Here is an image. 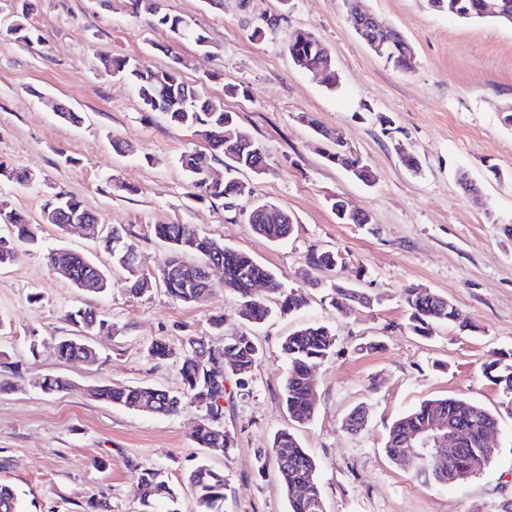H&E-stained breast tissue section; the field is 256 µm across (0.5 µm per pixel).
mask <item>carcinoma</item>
Returning a JSON list of instances; mask_svg holds the SVG:
<instances>
[{
  "mask_svg": "<svg viewBox=\"0 0 512 512\" xmlns=\"http://www.w3.org/2000/svg\"><path fill=\"white\" fill-rule=\"evenodd\" d=\"M127 11L137 16H151L156 29L166 31L178 41L188 40L198 48H210L207 33L192 26L186 19L172 15L163 8L162 0H124ZM430 8L445 11L461 20L474 21L490 18L500 24L512 25V0H495L496 13L485 12L486 0H426ZM14 40L25 46L41 41L38 29L28 20V11L21 8L10 28ZM389 40L384 53H375L379 59L399 68L410 69L414 60L411 43L398 30L389 26L381 32ZM156 50L171 56V63L164 67L148 65L137 58H112L104 56V69L127 80L135 89L144 111L158 112L171 124L191 131L192 135L206 144V150L195 147L184 150L179 163L197 190V197L220 201L226 208H233L235 201L250 193L248 185L238 179V174L248 171L256 175L265 172L266 147L238 120L234 112L224 109L221 101L202 96L182 77V61L172 55L169 45H156ZM288 52L295 65L302 68L324 67V82L336 87L334 70L326 65L330 57L322 41L311 34L302 40L295 38L288 43ZM306 122L313 133L327 142L323 158L329 164L342 168L357 180L368 183L371 173L363 157L349 143L336 135V130L323 125L318 119L308 117ZM224 163V179L210 178L212 162ZM24 184L30 175L9 167L0 161V181ZM269 204L256 203L246 215L247 223L254 232L270 242L279 243L293 233L295 221L288 211L281 209L271 215ZM81 218L97 227L95 237L103 243L112 263L128 272L127 290L141 294L153 286L150 277L128 271L126 253L135 248L128 239V232L121 226L103 228L100 219L73 196L59 200L52 197L45 201L42 224L62 227L66 215ZM0 224L5 225L8 235H0V267L12 264L19 256V247L33 245L37 241V225L23 210L0 208ZM154 235L168 247V253L160 267L157 279L166 293L175 301L194 304L208 297L214 288L207 274L212 262L224 268V287L236 292L242 299L245 327L224 337V344L215 347L204 336H191L181 351H176L163 339L154 340L148 354L155 360L175 358L180 363L183 390L178 394L151 386L99 385L93 390L94 397L125 408L147 410L156 414H174L184 404H194L204 411L203 423L194 431L193 438L206 455H226L232 445V436L224 431V397L226 382L234 383L239 392L249 391L252 373L261 359L256 342L255 329L278 309L291 314L306 306L304 295L298 288H285L267 266L248 254L224 246V243L198 231L190 224H157ZM50 267L57 268L77 263L80 274L92 280L88 290L99 293L108 288L104 270L86 255L67 249H54L46 254ZM338 254L331 251L313 252L308 257L311 271H333ZM255 281L268 285L267 292L277 296L275 306L252 288ZM335 304L342 307L344 301H354L367 307L369 295L351 285L335 283ZM407 311V327L415 335L428 337L441 324L472 329L470 319L448 300L427 288L406 290L403 297ZM66 320L82 332L112 334L114 325L100 318L90 308H79L65 314ZM336 347V337L327 327L306 324L288 334L281 349L287 362L283 388V400L292 422L299 425L311 422L315 417V402L309 381L311 371L326 361ZM58 358L65 361H93L96 354L84 347L74 336H64L56 343ZM483 377L496 386L512 404V353H501L485 363ZM70 382L63 376H46L40 382L41 389L52 394L67 389ZM439 419L451 420L466 428L469 442L450 453L427 463L412 458L406 452V439L426 429ZM498 428L496 416L476 403L465 399L446 397L423 401L418 407L395 420L389 428L385 452L396 464L425 484L458 485L485 465L483 437ZM274 462L282 487L288 497L289 512H325L324 501L317 480V465L303 448L293 432L281 429L274 435L271 449L258 452V471L268 462ZM186 480L192 488L198 512H223L224 474L214 471L207 464H200L189 472ZM138 483L147 512H153L154 504L167 502L173 508L167 512H180L174 507L177 497L164 472L157 468H145L138 473ZM0 512H24L22 499L10 485L0 482Z\"/></svg>",
  "mask_w": 512,
  "mask_h": 512,
  "instance_id": "cac0c4a2",
  "label": "carcinoma"
}]
</instances>
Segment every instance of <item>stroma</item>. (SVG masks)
Returning a JSON list of instances; mask_svg holds the SVG:
<instances>
[{
    "mask_svg": "<svg viewBox=\"0 0 512 512\" xmlns=\"http://www.w3.org/2000/svg\"><path fill=\"white\" fill-rule=\"evenodd\" d=\"M414 48L405 71L375 57L355 33L356 0H164L166 11L203 28L209 51L179 46L185 81L223 101L267 146V171L243 174L250 195L235 208L196 198L179 156L195 144L187 130L144 112L134 88L105 72L104 54L133 56L162 67L157 47L167 37L147 15L131 16L122 0H35L30 21L40 45L26 47L7 33L19 0H0V160L34 174L29 184L1 183L0 204L39 217L49 195L72 194L102 224L126 228L145 272L156 273L165 246L156 224H191L249 254L274 271L286 287L302 286L311 252L330 250L344 268L321 272L319 288H303L304 310L273 314L257 330L263 357L249 395L224 400V428L233 446L223 457H206L192 439L203 417L187 404L177 413L133 411L90 395L112 384L150 385L181 391L176 362L149 358L152 340L173 348L191 336L212 345L243 326L239 296L215 288L200 303L172 300L153 286L140 295L124 287L102 244L78 230L38 229V247L0 268V376L12 388L0 392V482L20 494L26 512H87L88 500L105 512H146L137 475L162 469L181 512H194L185 481L199 462L223 472V512H288L274 467L258 473L255 455L270 447L277 430L291 428L317 464L326 512H499L512 497V405L481 375L495 353L512 350V26L463 22L428 8L425 0H365ZM279 18L275 30L266 21ZM264 29L255 38V29ZM316 34L329 49L340 86L327 91L321 77L299 70L288 54L296 36ZM247 86V96H228L225 84ZM65 102L83 121H60L50 101ZM392 117L397 137L417 156L420 174L401 164L374 119ZM341 130L364 156L375 179L363 184L327 164L319 141L302 116ZM123 151H115L113 141ZM467 172L481 197L458 185ZM131 192L113 190V182ZM340 195L371 218L341 224L328 207ZM268 201L296 218L293 235L272 243L244 220L256 201ZM65 247L94 257L111 270L103 294L78 290L47 264L48 250ZM340 280L372 296L371 307H336L327 283ZM420 286L449 299L475 331L440 326L424 339L405 327L403 295ZM94 308L118 331L93 335V363L64 362L55 344L71 335L65 314ZM223 315L224 332L210 326ZM304 323L327 326L336 336L333 355L311 379L316 415L292 425L281 393L285 336ZM377 350H365L367 342ZM66 377L71 386L47 395L39 381ZM457 397L496 414L487 465L456 486L424 485L385 453L390 425L433 398ZM366 406L358 432L346 430L350 411Z\"/></svg>",
    "mask_w": 512,
    "mask_h": 512,
    "instance_id": "stroma-1",
    "label": "stroma"
}]
</instances>
